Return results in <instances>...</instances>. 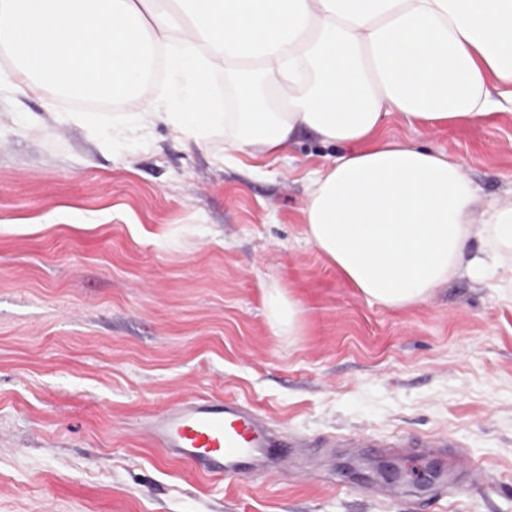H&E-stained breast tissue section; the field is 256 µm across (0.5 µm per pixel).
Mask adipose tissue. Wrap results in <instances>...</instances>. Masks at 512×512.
<instances>
[{
  "mask_svg": "<svg viewBox=\"0 0 512 512\" xmlns=\"http://www.w3.org/2000/svg\"><path fill=\"white\" fill-rule=\"evenodd\" d=\"M0 56L15 93L93 99L132 98L163 61L182 109L158 96L130 127H220L228 159L275 156L303 130L343 147L309 178L303 234L380 305L512 258V197L482 201L447 154L382 137L393 115L432 129L512 112V0H0Z\"/></svg>",
  "mask_w": 512,
  "mask_h": 512,
  "instance_id": "ef3b65f1",
  "label": "adipose tissue"
}]
</instances>
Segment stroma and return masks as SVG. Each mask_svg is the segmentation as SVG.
Wrapping results in <instances>:
<instances>
[{
  "instance_id": "1",
  "label": "stroma",
  "mask_w": 512,
  "mask_h": 512,
  "mask_svg": "<svg viewBox=\"0 0 512 512\" xmlns=\"http://www.w3.org/2000/svg\"><path fill=\"white\" fill-rule=\"evenodd\" d=\"M0 59V512H512V271L452 277L423 303L369 301L302 234L307 175L341 149L309 133L224 157L137 104L10 93ZM91 112L94 128L59 125ZM387 138L447 153L482 199L512 196V115ZM301 308L269 320L270 284ZM194 396L255 407L307 440L291 476L213 481L143 423ZM446 434L445 448L321 437ZM464 466L449 469L453 445ZM434 467L420 487L377 467ZM481 479H474L472 469ZM343 440L351 444H356V448H398L397 452L399 453H409L411 448H414L409 442L401 439L388 443H375L371 440L365 439L357 432L346 435Z\"/></svg>"
}]
</instances>
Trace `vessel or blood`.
Wrapping results in <instances>:
<instances>
[{
  "label": "vessel or blood",
  "mask_w": 512,
  "mask_h": 512,
  "mask_svg": "<svg viewBox=\"0 0 512 512\" xmlns=\"http://www.w3.org/2000/svg\"><path fill=\"white\" fill-rule=\"evenodd\" d=\"M145 428L154 447L214 480L286 472L290 449L303 445L279 436L257 409L235 401L190 398L153 416Z\"/></svg>",
  "instance_id": "vessel-or-blood-1"
}]
</instances>
